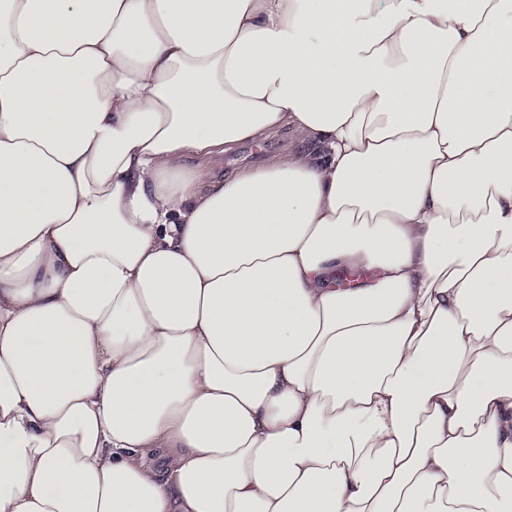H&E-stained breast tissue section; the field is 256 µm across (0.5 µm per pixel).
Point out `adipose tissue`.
Masks as SVG:
<instances>
[{"label": "adipose tissue", "instance_id": "ef3b65f1", "mask_svg": "<svg viewBox=\"0 0 512 512\" xmlns=\"http://www.w3.org/2000/svg\"><path fill=\"white\" fill-rule=\"evenodd\" d=\"M0 512H512V0H0ZM294 146L290 131L283 129L257 140L246 141L234 146L233 150L220 155L206 178L230 176L241 166L262 160L274 154L284 153Z\"/></svg>", "mask_w": 512, "mask_h": 512}]
</instances>
